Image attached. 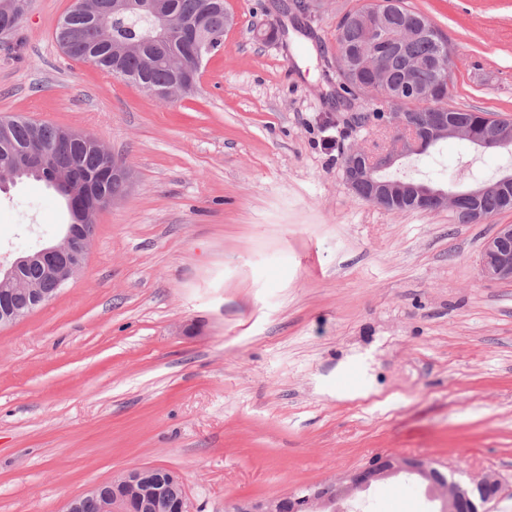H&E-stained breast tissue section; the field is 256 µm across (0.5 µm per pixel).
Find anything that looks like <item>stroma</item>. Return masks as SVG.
I'll list each match as a JSON object with an SVG mask.
<instances>
[{"label":"stroma","instance_id":"35a3bbf8","mask_svg":"<svg viewBox=\"0 0 512 512\" xmlns=\"http://www.w3.org/2000/svg\"><path fill=\"white\" fill-rule=\"evenodd\" d=\"M224 0L234 23L195 95L164 102L68 58L73 0H31L0 38V115L94 136L133 185L98 210L81 271L0 329V512H64L134 467L178 473L192 512L335 482L378 456L430 460L467 484L492 473L512 512V283L484 280L479 224L448 209L385 211L342 180L361 124L339 90L336 27L364 0ZM456 56L450 107L512 120V0H404ZM284 25L269 43L256 26ZM512 152L451 139L395 172L422 178ZM68 221L45 183L0 191V264ZM369 512H437L404 476Z\"/></svg>","mask_w":512,"mask_h":512}]
</instances>
